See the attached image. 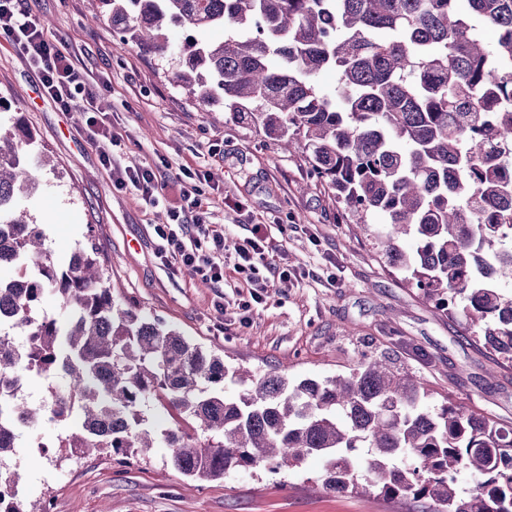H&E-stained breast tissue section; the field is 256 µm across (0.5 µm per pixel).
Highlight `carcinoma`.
Instances as JSON below:
<instances>
[{"label": "carcinoma", "mask_w": 512, "mask_h": 512, "mask_svg": "<svg viewBox=\"0 0 512 512\" xmlns=\"http://www.w3.org/2000/svg\"><path fill=\"white\" fill-rule=\"evenodd\" d=\"M126 43L178 53L171 80L202 110L296 146L351 224L379 217L378 246L426 300L455 316L491 353L512 361V0H99ZM481 19L483 27L473 24ZM227 31L174 47L169 25ZM497 34L485 40L484 31ZM278 64H273V59ZM339 74L333 103L317 74ZM21 126L0 133V396L30 376L68 378L38 407L16 395L25 427L65 426L67 455L138 457L172 449L199 480L325 459L322 485L408 502L409 512H512V425L450 396L427 404L417 375L388 355H360L347 375L294 385L288 373L230 368L112 295L97 248L65 265L16 199L35 184ZM54 294L65 322L36 307ZM22 328L26 343L9 336ZM240 387L238 396L224 386ZM163 409L171 422L154 419ZM17 429L0 414V460ZM367 449L366 474L355 452ZM472 485L463 488L458 476ZM0 470V512H27Z\"/></svg>", "instance_id": "carcinoma-1"}]
</instances>
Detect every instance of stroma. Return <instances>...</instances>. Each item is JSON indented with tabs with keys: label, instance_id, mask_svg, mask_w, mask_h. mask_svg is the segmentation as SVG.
I'll return each instance as SVG.
<instances>
[{
	"label": "stroma",
	"instance_id": "35a3bbf8",
	"mask_svg": "<svg viewBox=\"0 0 512 512\" xmlns=\"http://www.w3.org/2000/svg\"><path fill=\"white\" fill-rule=\"evenodd\" d=\"M22 5L40 18L47 38L67 43L76 66L100 86L98 119L121 138L113 164L205 172L199 188L209 222L223 225L233 244L249 237L251 225H269L291 276L257 302L235 278L217 289L197 274L167 269L154 227L166 221L175 187L152 208L135 190L116 188L84 120L61 110L38 71L5 43L0 128L29 127L31 159H48L38 164L36 187L20 205L58 263H67L78 245L95 244L117 301L230 365L284 368L298 382L345 374L360 355L387 353L433 392L512 424V363L498 362L461 321L408 286L381 254L376 225L347 223L301 153L227 119L221 106L202 111L171 80L177 57L146 53L124 43L111 22H91L96 0ZM6 463L21 473L31 512L47 501L53 512H407L399 503L324 489L319 456L288 471L260 468L204 481L176 470L163 446L130 460L74 457L57 470L22 443Z\"/></svg>",
	"mask_w": 512,
	"mask_h": 512
}]
</instances>
